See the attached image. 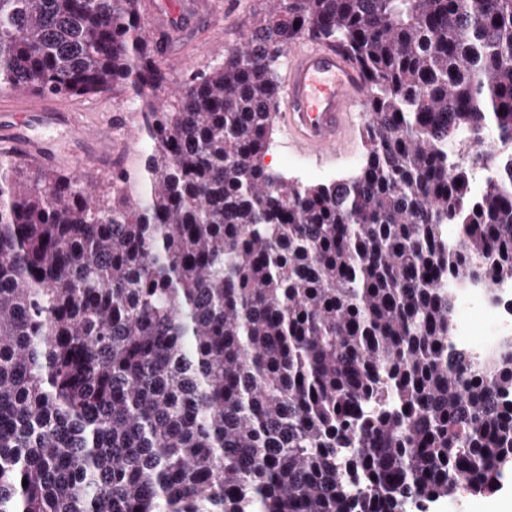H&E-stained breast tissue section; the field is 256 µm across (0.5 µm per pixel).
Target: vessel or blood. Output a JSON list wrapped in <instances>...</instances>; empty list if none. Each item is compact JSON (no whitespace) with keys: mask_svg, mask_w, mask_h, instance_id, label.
<instances>
[{"mask_svg":"<svg viewBox=\"0 0 512 512\" xmlns=\"http://www.w3.org/2000/svg\"><path fill=\"white\" fill-rule=\"evenodd\" d=\"M207 8L206 0H158L152 19L183 30ZM366 94L361 71L341 50L314 42L290 49L280 120L294 148L314 156L336 153ZM35 119L48 129L64 125L73 149L58 155L44 142L30 140L26 131ZM0 138L32 159L42 163L59 160L75 174L84 175L89 162L76 151V144L90 139L101 145L110 140L111 133L72 120L65 111L22 99L0 118Z\"/></svg>","mask_w":512,"mask_h":512,"instance_id":"obj_1","label":"vessel or blood"}]
</instances>
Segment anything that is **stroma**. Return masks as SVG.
<instances>
[{"mask_svg": "<svg viewBox=\"0 0 512 512\" xmlns=\"http://www.w3.org/2000/svg\"><path fill=\"white\" fill-rule=\"evenodd\" d=\"M210 11L197 29L174 34L151 27V45L170 81L160 92L161 97L174 95L193 70L205 63H219L227 51L235 47L249 25L269 6V0H208ZM59 104L75 113L79 119L112 130V138L105 156L88 178L94 187L106 185L114 174L140 169L141 153L127 150V132L138 129L141 122L139 102L124 87H115L108 95L90 98H63ZM366 112H358L346 133L342 149L335 155L316 159L295 153L288 145V136L282 127H274L272 145L265 157L267 165L303 184H320L333 179L349 177L358 170L364 148L361 129ZM512 498V473L506 475L498 488L486 495H466L459 508H452L451 498L445 497L425 503L424 512H493L499 502Z\"/></svg>", "mask_w": 512, "mask_h": 512, "instance_id": "obj_1", "label": "stroma"}]
</instances>
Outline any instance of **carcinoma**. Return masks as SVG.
Here are the masks:
<instances>
[{
    "instance_id": "cac0c4a2",
    "label": "carcinoma",
    "mask_w": 512,
    "mask_h": 512,
    "mask_svg": "<svg viewBox=\"0 0 512 512\" xmlns=\"http://www.w3.org/2000/svg\"><path fill=\"white\" fill-rule=\"evenodd\" d=\"M305 36L368 85L363 164L314 186L263 163ZM167 82L141 0H0V89L121 84L143 116V166L106 192L0 153V512L495 490L512 347L448 344V277L512 279V165L479 149L512 147V0H272L168 109Z\"/></svg>"
}]
</instances>
